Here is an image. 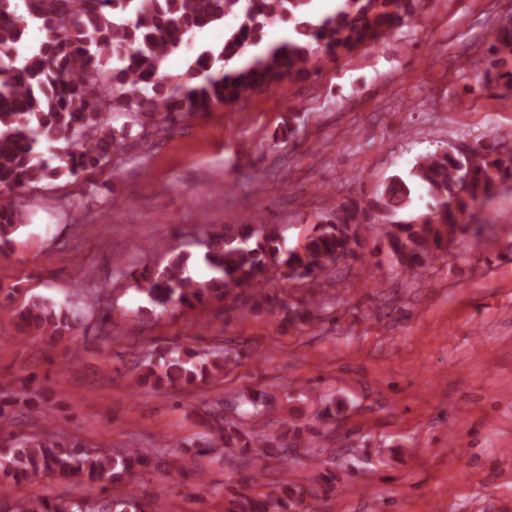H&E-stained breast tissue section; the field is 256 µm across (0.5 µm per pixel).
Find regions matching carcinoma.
Returning a JSON list of instances; mask_svg holds the SVG:
<instances>
[{
  "label": "carcinoma",
  "mask_w": 512,
  "mask_h": 512,
  "mask_svg": "<svg viewBox=\"0 0 512 512\" xmlns=\"http://www.w3.org/2000/svg\"><path fill=\"white\" fill-rule=\"evenodd\" d=\"M311 0H0V250L13 242L22 214L12 194L43 180L77 177L108 164L123 152L130 129L112 125V115L130 112L152 134L168 130L183 115L205 114L234 104L284 80L312 75L317 54L338 57L377 44L400 28L414 0H337L334 12L316 17ZM234 16L238 25L224 41L191 50L195 31ZM288 36L267 43L274 25ZM44 32L35 46L29 26ZM490 53L512 63V25L493 31ZM184 56L183 73L164 72L167 60ZM52 154L56 165L44 157ZM512 180V156L484 146L471 157L446 149L418 157L408 173L375 188L364 204L334 210L304 242L286 246L274 224L240 221L229 233L211 236L205 259L213 276L205 283L187 275L188 256L173 257L163 269L133 273L137 287L162 308L188 309L210 300H229L244 313L277 305L275 293L253 287L281 279L313 283L341 255H355L363 224L386 225L389 252L402 272L419 278L476 218L477 206ZM86 310L100 330L112 321L91 295ZM77 312L33 301L16 313L24 331L37 336L69 334ZM231 358L197 352L169 358L157 380L192 385L224 376ZM302 427L283 419L279 429L259 436L230 421L201 436L202 447L241 449L257 464L249 475L224 488V512H311L298 481L267 491L262 462L274 448L301 445ZM151 461L148 448L112 456L78 439L31 435L0 458V476L19 484L40 476L77 474L102 490ZM158 501L128 492L107 501L67 497L15 498L7 512H149Z\"/></svg>",
  "instance_id": "1"
}]
</instances>
